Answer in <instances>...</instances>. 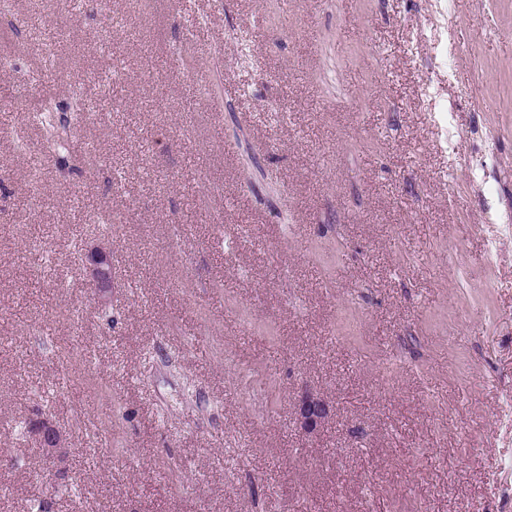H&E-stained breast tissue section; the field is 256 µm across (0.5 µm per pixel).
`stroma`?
<instances>
[{"instance_id": "stroma-1", "label": "stroma", "mask_w": 512, "mask_h": 512, "mask_svg": "<svg viewBox=\"0 0 512 512\" xmlns=\"http://www.w3.org/2000/svg\"><path fill=\"white\" fill-rule=\"evenodd\" d=\"M1 56L0 512H512V0H11ZM73 100L70 116L60 119L58 122L50 112V102H48V108L31 112L29 116L30 122L44 131L49 147H53L58 152L69 151L77 131L86 118L84 112L87 109V98L79 90L78 94L73 93ZM86 269L91 288H94L97 304L107 308L112 303V263L105 250L92 249L85 255ZM326 414V408L321 400L305 396L299 407V422L304 430H314ZM30 433L37 445L48 456H57L58 450L64 447V434L56 419L45 418L32 424Z\"/></svg>"}]
</instances>
